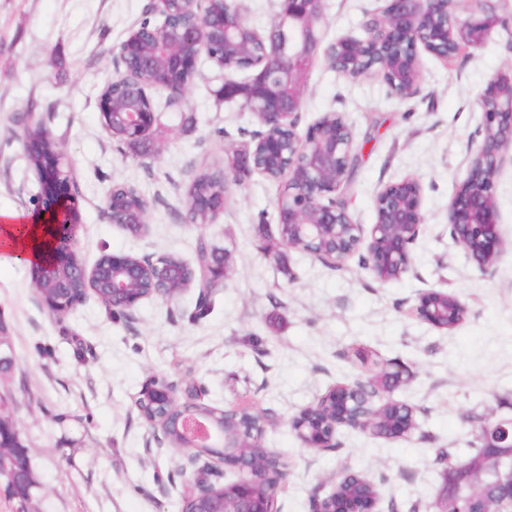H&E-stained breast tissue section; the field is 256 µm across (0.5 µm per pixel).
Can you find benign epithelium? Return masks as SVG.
Instances as JSON below:
<instances>
[{"label": "benign epithelium", "mask_w": 512, "mask_h": 512, "mask_svg": "<svg viewBox=\"0 0 512 512\" xmlns=\"http://www.w3.org/2000/svg\"><path fill=\"white\" fill-rule=\"evenodd\" d=\"M196 15L194 25L165 38L148 40L132 30L120 43L117 57L121 64L131 57L146 59L156 73L151 82L137 85L126 104L116 107L108 96H99L98 109L107 132L126 143H133L152 131L160 113L148 90H163L166 100L179 105L197 75L201 55L224 74L230 71L224 60L242 54L245 36L251 34L242 9L229 0H178ZM171 0H152L149 11L161 18L157 31L166 30ZM324 0H280L279 12L265 35L269 52L263 61L245 67L251 76L244 83L224 81V100L239 98L254 112L265 131L252 139L262 164L247 165L248 171L267 176L274 171L285 182L277 203L279 237L286 247L306 251L334 265L344 262L360 249L363 267L385 283L409 272L410 245L419 236L422 225L421 185L415 178L390 183L375 201L376 221L365 226L353 222L348 211L336 203V192L344 184L354 136L344 116L325 113L305 133L297 131L302 92L308 75L323 50L326 63L341 75L358 80L378 76L397 92L401 85L414 90L421 78L419 48L441 57L440 47L453 40L457 46L481 44L488 23L485 20L460 21L448 16V0H385L375 19L385 33L376 36L371 27L360 36H344L320 48L318 24L323 16ZM483 114V138L475 151L466 175L459 180L448 202V228L479 269L485 271L496 262L504 239L496 220L494 176L506 164H512V69L490 78L478 97ZM39 140H27V155L41 154L36 168L39 191L35 197L32 224L39 227L34 249L39 260L32 263L35 287L49 281L55 288L68 283L52 273L67 268L79 281H95L110 290L112 308L123 313L149 297L172 295L193 284V267L183 264L160 267L159 259L141 257L131 260L123 254L105 253L90 268L76 250L80 227L78 190L68 172L60 149L43 151ZM147 203L130 206L110 194L106 214L113 224L127 229L132 225L145 232ZM465 304L458 296L431 291L419 297L415 314L439 329L460 324L459 311ZM157 405L176 401V389L146 386ZM196 398L186 396L184 412L174 420L177 432L188 440L187 447L218 448L220 461L233 467L238 478L235 492L218 501L214 485L191 480L190 496L195 512H274L276 493L286 474L279 469L271 474L270 490L259 495L253 488L249 459L269 454L263 443L242 450L243 430L236 419L224 413V422L198 419L191 412ZM200 421L207 431L204 439L187 433L189 424ZM357 429L378 435L376 423L367 416L353 414L346 396L336 399V419L324 433L306 435L309 448H333L341 428ZM482 464L453 465L462 478L451 484L450 499L465 502L476 490H490L497 501L495 512H512V419H501L483 428Z\"/></svg>", "instance_id": "7a95c632"}]
</instances>
